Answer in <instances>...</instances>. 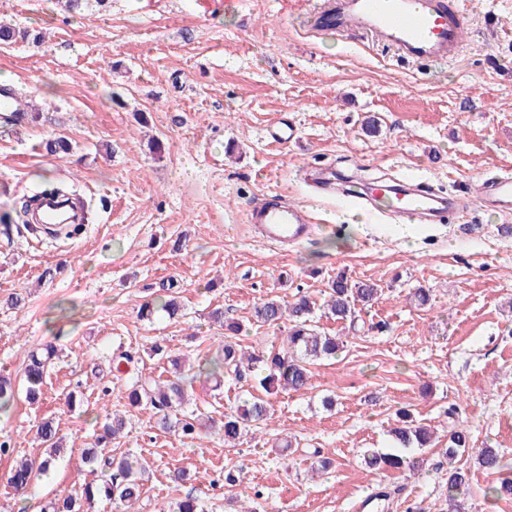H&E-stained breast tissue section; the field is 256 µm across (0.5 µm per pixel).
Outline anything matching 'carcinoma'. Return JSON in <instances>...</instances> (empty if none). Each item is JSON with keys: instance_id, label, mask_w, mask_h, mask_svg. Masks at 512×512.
Returning <instances> with one entry per match:
<instances>
[{"instance_id": "carcinoma-1", "label": "carcinoma", "mask_w": 512, "mask_h": 512, "mask_svg": "<svg viewBox=\"0 0 512 512\" xmlns=\"http://www.w3.org/2000/svg\"><path fill=\"white\" fill-rule=\"evenodd\" d=\"M41 39L38 34L17 28L11 24L0 23V43L10 44L18 40ZM45 150L52 156L62 158L70 153V143L62 136L45 142ZM379 288L373 283L351 282L342 275L331 281L328 299L323 308L337 321H347L353 325L357 321V306H365L377 300ZM316 302L301 297L283 306L274 299H266L255 306L254 317L263 324H274L283 317H288L292 327L288 331L282 347L267 354L244 352L233 340H224L220 352L206 361V366L199 373L208 376L223 375L239 382L246 374H253V387L271 394L278 387L284 391L300 392L311 386L313 361L334 358L343 348V341L326 333H321L311 325ZM57 349L52 345L31 353L25 369L26 395L35 400L41 394V387ZM173 374L162 382L145 381L133 386L129 392V404L135 408H145L159 416L163 427L174 429L186 438L200 435L201 424L196 413L187 409L188 387L192 386L195 375L181 371L180 360L170 359ZM271 419L269 401L255 393L239 406L236 413L224 415V441L232 443L253 424ZM401 425L392 431L393 454L374 453L369 457V464L377 468H400L407 463V453L414 448L431 446L432 433L425 427L414 423L410 413L399 412ZM125 420L105 414L103 433L90 448L86 449V463L107 475L101 484L93 482L73 483L67 494L42 508V512H82L84 506L91 504L95 498L104 496L112 500L113 512H134L143 489L142 476L146 466L129 457L120 459L105 453V447L111 440L123 433ZM38 434L46 444V452L36 462H21L10 470L7 483L17 492L26 490L33 472L47 473L55 467L63 449L62 437L58 427L51 421H44L38 428ZM475 456L477 464L492 473L501 472V456L494 448H472L469 436L464 429L452 430L448 434V448L444 454L452 461L463 453ZM448 512H466L465 496L470 492L468 473L456 466L448 469ZM484 495L494 501L512 500V476L506 475L490 485Z\"/></svg>"}]
</instances>
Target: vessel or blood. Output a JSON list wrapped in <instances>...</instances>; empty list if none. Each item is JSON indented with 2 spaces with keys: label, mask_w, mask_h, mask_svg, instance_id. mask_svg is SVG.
I'll list each match as a JSON object with an SVG mask.
<instances>
[{
  "label": "vessel or blood",
  "mask_w": 512,
  "mask_h": 512,
  "mask_svg": "<svg viewBox=\"0 0 512 512\" xmlns=\"http://www.w3.org/2000/svg\"><path fill=\"white\" fill-rule=\"evenodd\" d=\"M465 24L462 11L446 9L443 0H328L326 6L310 12L307 30L319 37L353 31L392 49L404 61L430 65L458 56ZM346 199L407 224L440 223L461 206L457 197L400 180L370 184L358 193L347 194ZM478 200L488 210L511 214L512 173L482 179ZM40 217L50 224L76 221L60 200L49 194L41 200ZM247 221L257 238L284 248L309 239L315 231L306 207L277 196L263 197L252 206Z\"/></svg>",
  "instance_id": "1"
}]
</instances>
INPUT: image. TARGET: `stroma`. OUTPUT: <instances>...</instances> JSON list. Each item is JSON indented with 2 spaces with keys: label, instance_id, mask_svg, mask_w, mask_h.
Returning a JSON list of instances; mask_svg holds the SVG:
<instances>
[{
  "label": "stroma",
  "instance_id": "obj_1",
  "mask_svg": "<svg viewBox=\"0 0 512 512\" xmlns=\"http://www.w3.org/2000/svg\"><path fill=\"white\" fill-rule=\"evenodd\" d=\"M322 2L106 0L79 15L57 0H0V21L44 35L0 43V83L28 114L0 123V218L15 220L11 238L0 236V374L20 379L30 351H59L39 401L20 395L0 414V442L12 448L0 457V512H40L73 482H100L83 450L108 412L127 422L113 455L148 463L136 512L189 493L206 512H354L375 489L391 493L383 512H444L449 462L438 449L414 451L416 471L361 461L365 449L390 448L401 410L443 442L468 429L473 447L498 449L512 470V233L501 232L512 215L472 198L456 223L403 239L388 218L347 210L311 182L331 167L471 192L482 175L512 171V0H460L461 55L432 66L353 35L308 36L307 13ZM277 120L295 125L294 142L266 138ZM57 135L73 146L60 159L42 147ZM59 186L87 198L89 221L34 236L16 216ZM269 192L312 205L319 234L285 251L259 243L246 214ZM340 273L383 293L356 327L316 316L344 348L312 365L310 389L270 395V425L229 447L217 431L190 440L129 405L135 382L171 370L152 343L202 364L224 339L211 317L220 308L242 324L243 350L280 347L288 320L258 323L255 305L322 301ZM418 288L429 304L414 300ZM173 296L181 316L141 318L145 303ZM123 353L131 362L112 371ZM73 390L84 398L74 410ZM189 394L218 421L243 400L231 379L195 382ZM49 419L64 452L19 495L7 473L43 455L36 430ZM316 449L334 466L315 478ZM456 463L471 472L469 512H512L484 495L494 474L467 455Z\"/></svg>",
  "mask_w": 512,
  "mask_h": 512
}]
</instances>
